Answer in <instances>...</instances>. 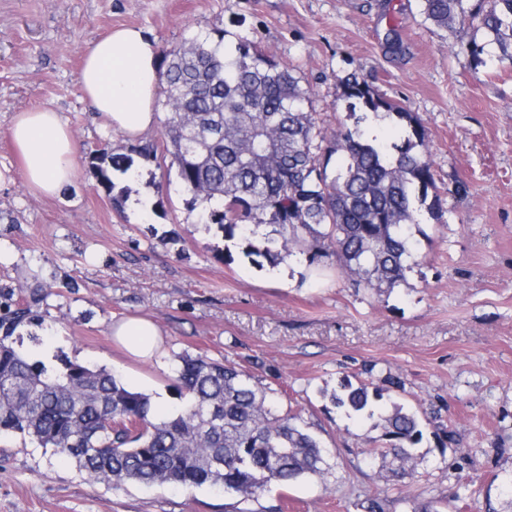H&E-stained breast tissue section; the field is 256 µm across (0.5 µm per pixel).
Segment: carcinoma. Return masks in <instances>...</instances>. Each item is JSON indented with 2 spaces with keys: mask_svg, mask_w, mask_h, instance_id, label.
Instances as JSON below:
<instances>
[{
  "mask_svg": "<svg viewBox=\"0 0 512 512\" xmlns=\"http://www.w3.org/2000/svg\"><path fill=\"white\" fill-rule=\"evenodd\" d=\"M469 2L421 5L439 27L476 24L482 38L468 46L476 63L491 48L512 62V0ZM224 36L217 27L196 32L164 54L163 147L192 205L224 239L249 242L247 256L259 267L299 252L311 266L336 258L356 288L405 281L417 264L420 217L440 206L418 116L351 74L340 83L354 127L340 121L328 136L296 69L248 39L227 47ZM370 113L403 122L396 140L382 143L360 128ZM95 160L122 174L134 163L107 152ZM32 319L24 298L0 302V433L68 456L108 484L212 485L255 498L328 470L320 439L249 371L201 353L178 356L182 404L156 419L151 398L104 367L61 358L49 368L24 356L14 334ZM373 395L382 389L347 380L328 399L371 418ZM384 436L393 443L380 456L406 469L413 455L402 442L422 439L417 415L394 406Z\"/></svg>",
  "mask_w": 512,
  "mask_h": 512,
  "instance_id": "obj_1",
  "label": "carcinoma"
}]
</instances>
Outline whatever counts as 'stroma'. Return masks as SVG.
<instances>
[{"instance_id": "obj_1", "label": "stroma", "mask_w": 512, "mask_h": 512, "mask_svg": "<svg viewBox=\"0 0 512 512\" xmlns=\"http://www.w3.org/2000/svg\"><path fill=\"white\" fill-rule=\"evenodd\" d=\"M141 27L167 50L219 27L298 69L326 129L347 117L340 80L355 73L420 118L442 200L423 261L392 288H356L332 265L294 254L257 266L241 241L198 221L169 157L113 174L115 204L90 163L129 153L84 100V52L111 28ZM399 41L390 43L389 28ZM471 24L426 21L420 0H0V291L46 290L19 327L21 351L106 367L164 415L181 403L177 357L203 353L279 390L323 440L331 469L244 500L210 486L90 480L73 460L0 436V512H512V64L472 62ZM59 112L83 146L76 179L54 199L23 184L8 129L16 113ZM153 319L163 354L123 353L112 327ZM404 388L387 390L390 378ZM384 388L379 417L358 421L326 397L341 380ZM414 412L423 438L411 474L368 448L381 417Z\"/></svg>"}]
</instances>
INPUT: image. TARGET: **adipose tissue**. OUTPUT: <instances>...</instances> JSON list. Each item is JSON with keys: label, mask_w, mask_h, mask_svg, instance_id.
I'll list each match as a JSON object with an SVG mask.
<instances>
[{"label": "adipose tissue", "mask_w": 512, "mask_h": 512, "mask_svg": "<svg viewBox=\"0 0 512 512\" xmlns=\"http://www.w3.org/2000/svg\"><path fill=\"white\" fill-rule=\"evenodd\" d=\"M160 59V48L142 29L131 26L112 29L84 55L78 77L84 97L107 126L128 140L139 139L156 124ZM9 135L31 193L53 198L74 180L81 143L57 112L38 108L16 113ZM112 335L141 360H152L160 352L161 331L151 319L119 321Z\"/></svg>", "instance_id": "ef3b65f1"}]
</instances>
